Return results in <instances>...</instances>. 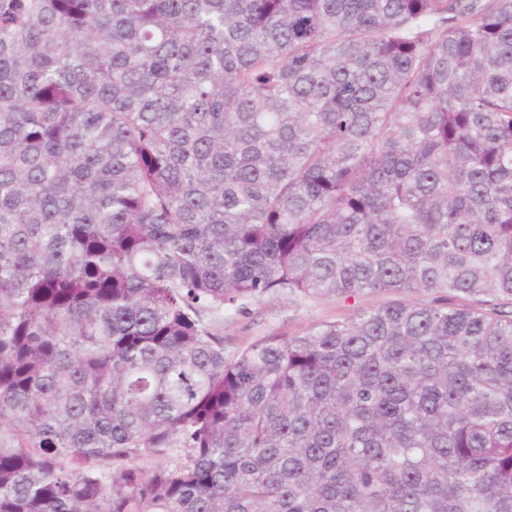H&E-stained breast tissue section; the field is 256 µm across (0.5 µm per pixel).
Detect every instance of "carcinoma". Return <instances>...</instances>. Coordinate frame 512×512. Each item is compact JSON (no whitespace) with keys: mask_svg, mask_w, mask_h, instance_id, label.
Segmentation results:
<instances>
[{"mask_svg":"<svg viewBox=\"0 0 512 512\" xmlns=\"http://www.w3.org/2000/svg\"><path fill=\"white\" fill-rule=\"evenodd\" d=\"M0 512H512V0H0ZM400 295L365 292L355 301L339 299L295 302L287 295H270L252 302L231 318L204 315L203 321L224 336V352L233 357L261 336L293 335L325 321L347 317L357 307H376L400 299Z\"/></svg>","mask_w":512,"mask_h":512,"instance_id":"cac0c4a2","label":"carcinoma"}]
</instances>
